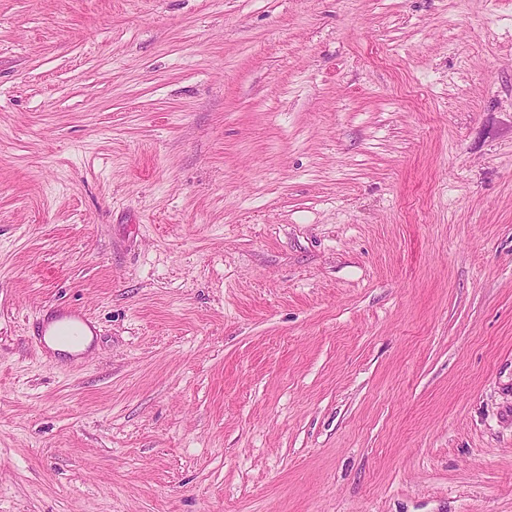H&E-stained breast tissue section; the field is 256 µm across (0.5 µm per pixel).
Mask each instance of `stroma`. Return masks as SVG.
<instances>
[{
	"mask_svg": "<svg viewBox=\"0 0 512 512\" xmlns=\"http://www.w3.org/2000/svg\"><path fill=\"white\" fill-rule=\"evenodd\" d=\"M0 512H512V0H0ZM89 318L82 310L74 307H60L47 320L39 323L37 335L43 345L46 336L58 338H76L80 336V327L90 326Z\"/></svg>",
	"mask_w": 512,
	"mask_h": 512,
	"instance_id": "stroma-1",
	"label": "stroma"
}]
</instances>
